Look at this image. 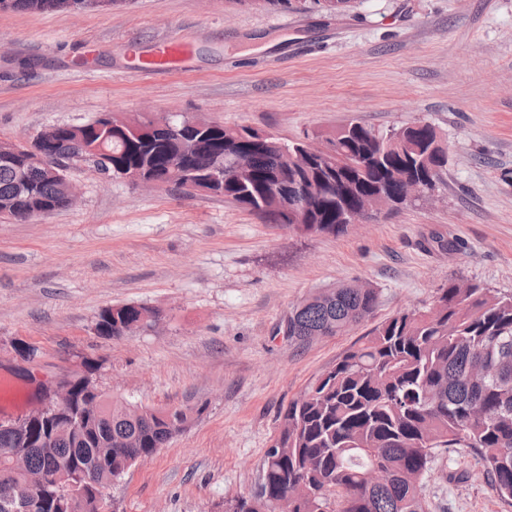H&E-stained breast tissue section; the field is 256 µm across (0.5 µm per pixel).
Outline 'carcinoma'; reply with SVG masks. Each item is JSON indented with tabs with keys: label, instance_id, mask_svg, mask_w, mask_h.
Wrapping results in <instances>:
<instances>
[{
	"label": "carcinoma",
	"instance_id": "obj_1",
	"mask_svg": "<svg viewBox=\"0 0 512 512\" xmlns=\"http://www.w3.org/2000/svg\"><path fill=\"white\" fill-rule=\"evenodd\" d=\"M92 2L0 0V10L64 11ZM57 133V157L103 165L72 141L67 126H58ZM85 138L107 141L108 167L138 165L176 190L183 187L181 169L206 170L219 158L224 200L276 224L271 214L280 201L269 191L280 184L288 197L308 199L287 227L318 235L345 232L342 211L356 212L364 196L400 197V187L386 177L388 168L407 165L433 189L448 164L435 148V128L423 121L380 130L352 120L327 139L334 165L316 162L301 170L286 157L298 141L272 133L262 138L246 126L216 125L190 159L180 157L175 131L143 136L92 126ZM241 156L251 166L245 184L233 173ZM19 180L17 165L0 160L1 204L17 198ZM26 180L36 200L54 211L66 208L60 180L40 169L29 170ZM377 305L376 289L342 284L302 300L280 330L299 344L335 336L370 318ZM153 315L139 304L108 307L99 313L95 331L119 337L128 324L151 325ZM131 406L125 399L104 398L90 424L60 429L51 449L32 443L26 449L29 467L45 477L33 496L35 510L14 503L0 506V512H68V483L95 468L98 481L108 486L112 476L153 455L191 419L189 408L137 417ZM14 447L12 432L1 429L0 474L9 470ZM436 448L471 449L499 495L512 498V295L450 280L432 306L375 326L288 404L276 452L265 454L261 488L249 497L235 496L238 512H274L284 492L293 496V512H308L312 501L327 509L332 496L334 512H426L421 484ZM375 466L384 473L378 484L369 479Z\"/></svg>",
	"mask_w": 512,
	"mask_h": 512
}]
</instances>
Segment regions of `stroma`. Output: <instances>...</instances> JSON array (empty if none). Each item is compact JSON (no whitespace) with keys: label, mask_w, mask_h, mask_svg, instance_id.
<instances>
[{"label":"stroma","mask_w":512,"mask_h":512,"mask_svg":"<svg viewBox=\"0 0 512 512\" xmlns=\"http://www.w3.org/2000/svg\"><path fill=\"white\" fill-rule=\"evenodd\" d=\"M176 38L179 72L140 58ZM0 140L30 142L102 112L194 116L296 139L358 120H421L448 146L430 204L341 235L262 223L223 198L146 190L68 170L75 205L0 222V420L35 409L47 385L91 372L102 392L192 418L107 489L115 512H224L257 491L280 414L375 325L432 302L449 280L512 295V0H123L109 9L0 11ZM456 240L447 252L433 235ZM376 288L346 333L288 342L304 298ZM160 309L152 327L95 332L101 310ZM426 512H512L467 448L438 449Z\"/></svg>","instance_id":"obj_1"}]
</instances>
